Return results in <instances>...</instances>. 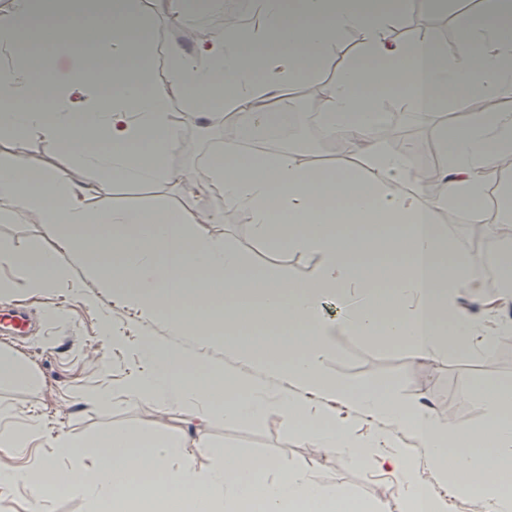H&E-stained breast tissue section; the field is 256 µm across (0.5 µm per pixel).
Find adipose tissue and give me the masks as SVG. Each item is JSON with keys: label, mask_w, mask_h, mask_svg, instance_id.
I'll return each mask as SVG.
<instances>
[{"label": "adipose tissue", "mask_w": 512, "mask_h": 512, "mask_svg": "<svg viewBox=\"0 0 512 512\" xmlns=\"http://www.w3.org/2000/svg\"><path fill=\"white\" fill-rule=\"evenodd\" d=\"M404 7V0H254L257 28L228 25L194 53L174 48L154 58L142 54L135 39L144 29L135 0H52L40 12L32 0H15L0 14V74L8 86L0 97V130L75 156L96 174L99 192L117 181L185 183L166 164L180 132L154 86L156 70H166L200 111L220 104L242 118L243 132L259 126L278 130L287 126V113L261 109V102L316 75L349 30L361 31L364 45L327 85L321 112L326 131L350 134L361 165L332 171L282 151L246 157L236 140L226 141L211 162L206 191L223 198L225 207L247 211L257 240L318 256L317 271L306 282L275 265L248 271L236 250L197 231L201 219L193 210L93 211L65 171L34 170L17 157L0 163V197L36 212L57 247L46 250L34 239L0 258L26 270L32 292L64 288L79 294L80 284L66 266L72 260L117 305L149 319L167 312L171 335L189 334L202 344L233 337L230 362L211 365L206 373L190 371L196 358L189 350L143 337L139 366L119 385L130 404L187 413L200 424L215 418L256 422L274 411L284 422L298 421L299 434L319 451L337 450L350 464L369 460L396 473L403 512H442L427 484L430 471L443 479L452 472L463 475V491L487 512H512L511 384L461 388L460 397L479 400L484 414L478 426L462 428L400 400L389 384L346 386L328 368L340 332L434 356L451 348L486 355L497 336L512 331V322L498 316L512 301V250L499 256L501 287L486 294L474 275L475 259L453 251L423 203L406 157L385 149L388 128L376 108L383 94L406 100L418 112L431 111L454 91L499 100V111L472 114L465 125L442 131L448 165L440 173L441 204L475 209L486 193L488 166L512 161V0H481L477 9L457 12L463 38L452 56L428 37L390 39ZM52 12L75 21L63 27L46 23L45 14ZM87 13L111 16V27L102 32L81 23ZM36 30L52 54L33 72L20 59ZM99 39L109 45L111 92L98 89V57L92 53L70 85L58 84L53 54ZM86 80L97 91L77 112L70 95ZM91 140L97 148L85 149ZM157 269L162 279L142 286ZM463 292L485 308L486 319L460 312ZM190 293L223 301L222 320L187 306ZM328 297L345 304L333 322L321 314ZM256 319L285 326L288 360L246 343L243 331ZM254 362L259 371H250ZM284 373L295 392L271 388L270 378ZM227 391L235 392V400L224 399ZM340 406L351 411L350 420L337 421ZM10 415L9 408H0V493L21 484L37 505L66 493L88 499L96 512L106 506L112 512H169L176 502L183 512H382L380 505L321 484L310 469L278 457L248 461L239 449L214 447V465L198 469V440L172 431L152 440L118 428L92 441L59 435L51 443L52 459L39 472L19 470L8 458L40 441L43 431L35 423H10ZM373 419L385 420V427L361 433L362 424ZM409 432L425 447L424 457L404 449ZM461 441L468 450H458ZM85 456L92 457L91 467L65 469V462ZM136 470L157 472L164 481L132 484L129 475Z\"/></svg>", "instance_id": "obj_1"}]
</instances>
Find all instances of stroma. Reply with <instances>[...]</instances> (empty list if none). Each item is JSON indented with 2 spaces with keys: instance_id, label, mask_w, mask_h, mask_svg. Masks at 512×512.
<instances>
[{
  "instance_id": "35a3bbf8",
  "label": "stroma",
  "mask_w": 512,
  "mask_h": 512,
  "mask_svg": "<svg viewBox=\"0 0 512 512\" xmlns=\"http://www.w3.org/2000/svg\"><path fill=\"white\" fill-rule=\"evenodd\" d=\"M138 7L146 21L145 37L151 55H164L173 44L190 51L199 43L198 32L172 24L165 10L150 6L147 0H138ZM362 44L363 35L358 31L342 35L333 56L311 78V85L325 87L337 71L359 53ZM155 85L162 93L168 112L190 115L181 126L180 145L167 156L168 168L184 173L194 182L206 183L210 170L199 167L198 161L203 157L213 158L217 147L224 143L221 112L192 108L181 87L166 71L157 72ZM468 102L465 95L452 97L446 105L425 116L393 96L379 97L377 105L381 112L400 119L408 137L434 144L441 128L447 126L449 114L467 111ZM8 147L35 166L67 169L75 185L88 186L96 180L95 174L52 144L26 137L13 139ZM421 195L424 203L433 208L437 223L444 226L457 253L479 258L498 253L501 231L496 219L486 220L480 234L475 236L468 224L455 222L453 215L440 207L438 195L426 188ZM88 204L94 211L112 206L151 209L178 204L202 216L218 212L222 220L209 225V232L239 251L251 269L279 265L296 279L307 280L314 276L318 266L316 255L281 251L271 244L258 242L252 235L246 212L225 208L218 197L207 192L185 195L182 185L168 181L147 185L116 182L110 194L90 195ZM33 239L41 240L49 249L55 246L49 226L40 223L36 214L24 210L21 202L1 198L0 246L19 251ZM68 270L71 276L81 279L85 295L97 296V305H86L82 298L68 296L56 288L30 293L25 286L26 272L8 262H0V283L10 285L13 303L30 308L42 327L41 333L21 340L0 335V350L22 358L37 378L33 387L0 384V404L12 406L14 420L42 418L79 441L94 439L113 428L149 434L171 424L169 415L147 404L134 406L118 398L105 406L82 403V395L111 387L114 379L124 375L132 360L131 352L114 351L101 338V313H109L134 339L144 332L163 341L169 340L170 335L165 314L142 320L134 312L115 305L111 296L102 294L98 281L85 275L80 264L70 263ZM335 344L336 356L330 363V371L338 382L348 385L390 383L404 400L426 403L437 418L456 426H475L482 420L480 402L461 399L462 387L512 383V335L498 337L486 358L474 356L462 348L448 349L434 359L422 358L401 346L383 347L342 333L336 336ZM204 434L211 442L240 449L251 458L277 456L285 459L289 466L311 468L322 483L343 486L360 500L382 504L386 512H401L399 485L393 474L371 463L348 466L337 453L316 454L278 413H269L259 422L249 424L216 420L205 428Z\"/></svg>"
}]
</instances>
